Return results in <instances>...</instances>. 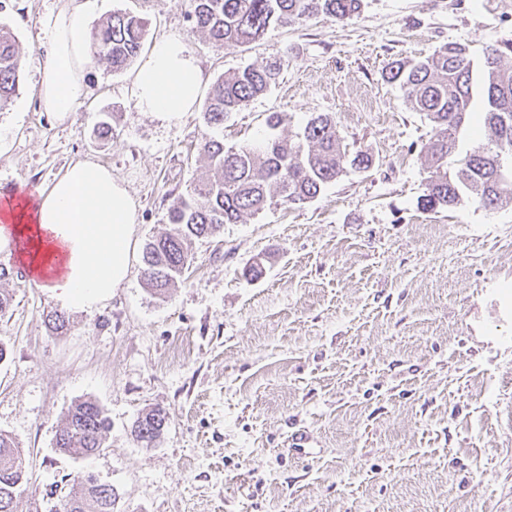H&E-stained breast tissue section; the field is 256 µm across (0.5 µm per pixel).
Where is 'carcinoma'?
<instances>
[{
	"mask_svg": "<svg viewBox=\"0 0 512 512\" xmlns=\"http://www.w3.org/2000/svg\"><path fill=\"white\" fill-rule=\"evenodd\" d=\"M362 0H189L193 28L216 48L242 47L261 39L275 25H292L324 16L336 22L356 17ZM145 22L116 11L87 38L91 61H104L114 71L129 66L141 53ZM512 33L474 58L467 46L449 42L413 59L391 61L385 76L400 88L406 104L432 125L421 148L428 162L423 206H473L492 210L512 199ZM23 67L13 34L0 28V109L18 90ZM288 68L281 56L260 66H246L216 79L202 106L205 124L224 129V121L250 100L275 87ZM489 128L491 138L458 151L468 128ZM458 155L448 171V157ZM202 157L210 175L179 197L168 209L165 234L145 244L142 256L146 284L163 292L184 272L196 241L220 233L267 204H304L336 181L350 164L366 168L364 154L349 157L332 119L313 113L291 137L268 135L255 145L224 147V138L204 142ZM69 319L55 311L49 331L61 336ZM167 414L151 410L137 418L134 439L146 448L162 435ZM111 421L92 399L79 400L64 413L55 435V451L73 459L107 447ZM78 490L59 499L55 512H112L116 495L109 484L92 485L77 477ZM27 484L24 460L14 438L0 431V512H16L17 498Z\"/></svg>",
	"mask_w": 512,
	"mask_h": 512,
	"instance_id": "1",
	"label": "carcinoma"
}]
</instances>
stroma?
I'll return each mask as SVG.
<instances>
[{
  "instance_id": "35a3bbf8",
  "label": "stroma",
  "mask_w": 512,
  "mask_h": 512,
  "mask_svg": "<svg viewBox=\"0 0 512 512\" xmlns=\"http://www.w3.org/2000/svg\"><path fill=\"white\" fill-rule=\"evenodd\" d=\"M189 0H89V26L112 12L147 20L146 45L184 39L204 87L277 56L281 82L224 124V144L298 131L328 114L347 168L315 200L225 225L196 242L166 296L146 287L141 258L109 300L68 311L50 335L53 294L7 261L0 288V430L19 443L30 484L17 512H52L44 491L93 472L112 485L114 512H512V202L486 211H430L428 121L384 77L395 58L448 42L481 54L512 32V0H363L347 23L318 17L270 28L218 52L195 33ZM58 0H0V26L25 63L0 111V190L33 191L72 164L111 168L137 211L136 245L166 231L177 197L207 169L201 110L176 124L140 111L134 68L92 64L74 122L38 105L39 61ZM112 133L98 138L102 114ZM256 279L243 271L255 259ZM96 400L112 421L108 446L74 460L53 440L62 413ZM159 408L155 447L131 426ZM314 455L288 446L292 430Z\"/></svg>"
}]
</instances>
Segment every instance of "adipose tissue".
Instances as JSON below:
<instances>
[{
    "label": "adipose tissue",
    "mask_w": 512,
    "mask_h": 512,
    "mask_svg": "<svg viewBox=\"0 0 512 512\" xmlns=\"http://www.w3.org/2000/svg\"><path fill=\"white\" fill-rule=\"evenodd\" d=\"M87 23L81 0H60L47 22L38 101L62 122L85 94ZM133 83L139 108L173 124L193 111L202 89L201 71L178 37L156 44ZM136 223V206L111 169L79 162L31 195L0 200V254L16 258L64 308L91 310L128 277Z\"/></svg>",
    "instance_id": "1"
}]
</instances>
